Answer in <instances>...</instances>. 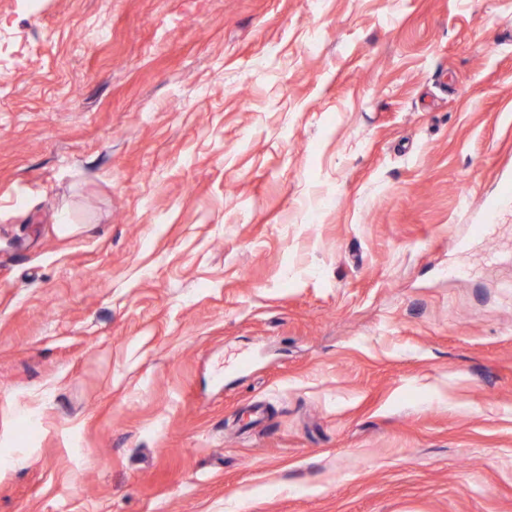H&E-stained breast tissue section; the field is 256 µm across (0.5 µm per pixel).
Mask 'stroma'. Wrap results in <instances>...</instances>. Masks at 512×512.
Wrapping results in <instances>:
<instances>
[{"label":"stroma","mask_w":512,"mask_h":512,"mask_svg":"<svg viewBox=\"0 0 512 512\" xmlns=\"http://www.w3.org/2000/svg\"><path fill=\"white\" fill-rule=\"evenodd\" d=\"M0 512H512V0H0Z\"/></svg>","instance_id":"obj_1"}]
</instances>
